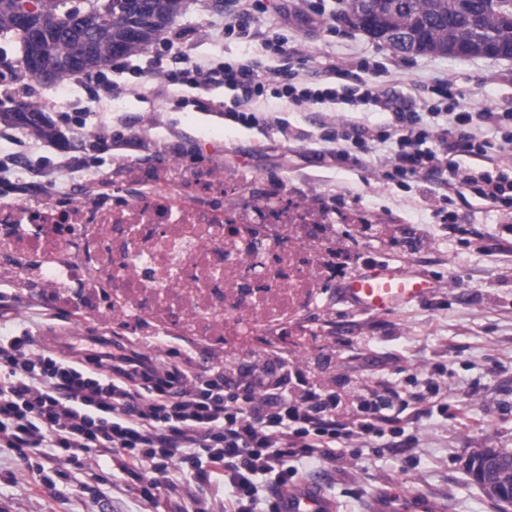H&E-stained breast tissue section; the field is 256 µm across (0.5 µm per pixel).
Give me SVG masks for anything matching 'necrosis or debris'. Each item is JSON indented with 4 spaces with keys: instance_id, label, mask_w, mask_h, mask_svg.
<instances>
[{
    "instance_id": "necrosis-or-debris-1",
    "label": "necrosis or debris",
    "mask_w": 512,
    "mask_h": 512,
    "mask_svg": "<svg viewBox=\"0 0 512 512\" xmlns=\"http://www.w3.org/2000/svg\"><path fill=\"white\" fill-rule=\"evenodd\" d=\"M343 221L321 203L227 197L223 172L203 158L95 172L37 204L7 187L0 256L14 272L4 284L29 282L27 297H56L76 324L157 337L165 358L185 340L219 356L268 342L302 357L329 330L319 297L363 258L360 214Z\"/></svg>"
}]
</instances>
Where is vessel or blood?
Wrapping results in <instances>:
<instances>
[{
    "mask_svg": "<svg viewBox=\"0 0 512 512\" xmlns=\"http://www.w3.org/2000/svg\"><path fill=\"white\" fill-rule=\"evenodd\" d=\"M434 280L426 275L398 272L384 265L374 266L344 282L343 297L357 309L386 314L394 309L427 299L434 291ZM311 512H335L336 504L316 484L303 486L280 499L281 512H299L300 505Z\"/></svg>",
    "mask_w": 512,
    "mask_h": 512,
    "instance_id": "b4317fda",
    "label": "vessel or blood"
}]
</instances>
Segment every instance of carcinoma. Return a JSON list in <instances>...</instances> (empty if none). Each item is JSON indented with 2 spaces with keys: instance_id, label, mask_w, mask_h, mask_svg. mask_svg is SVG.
<instances>
[{
  "instance_id": "obj_1",
  "label": "carcinoma",
  "mask_w": 512,
  "mask_h": 512,
  "mask_svg": "<svg viewBox=\"0 0 512 512\" xmlns=\"http://www.w3.org/2000/svg\"><path fill=\"white\" fill-rule=\"evenodd\" d=\"M22 0H0V34L12 32L16 11ZM395 0H374L379 15L356 17L352 25L365 30L378 25L394 34L414 33L421 37L419 54L445 55L452 47L464 46L472 57L483 51L484 36H492L503 52L512 49V23L500 20L512 11V0H407V7ZM37 13L30 24V40L21 57L26 73L35 76L36 63L44 58L55 64L56 79L73 73L70 62L88 52V43L97 31H105L97 47V67L115 61L112 51L128 57L156 42L169 23L181 12L184 0H112V23L89 0L86 9L63 12L61 0H36ZM0 120L24 128L30 134L55 144L65 143L60 130L40 106L26 107L0 100ZM506 448H485L469 454L467 469L475 468L486 456L506 453Z\"/></svg>"
}]
</instances>
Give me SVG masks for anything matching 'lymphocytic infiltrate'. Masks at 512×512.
<instances>
[{
    "label": "lymphocytic infiltrate",
    "mask_w": 512,
    "mask_h": 512,
    "mask_svg": "<svg viewBox=\"0 0 512 512\" xmlns=\"http://www.w3.org/2000/svg\"><path fill=\"white\" fill-rule=\"evenodd\" d=\"M268 46L281 58L279 67L257 58L202 65L184 54L181 68L165 69L158 59L154 69L196 89L233 90L224 112L246 125L257 123L251 103L267 92L298 107L343 104L388 113L384 125H325L323 140L337 145L333 160L343 165L392 143L386 179L403 189L428 186L443 202L441 223L465 244L470 231L454 200L472 196L512 214V109L467 106L448 79L413 98L382 93L369 82L376 68L365 60L332 65L325 86L314 88L300 81L287 37L275 36ZM476 125L493 138L473 134ZM464 156L480 159V166L461 165ZM447 397L438 364L428 371L426 391L405 399L393 381L341 382L320 365L266 347L252 351L249 365L228 359L200 370L187 355L154 363L119 347L87 363L37 350L28 329L0 336V447L33 470L49 456L60 463L61 479L66 466L103 460L112 479L128 482L151 510L162 477L178 463L198 489L192 512H209L207 495L219 490L224 512H277L273 494L302 485L295 458L341 463L351 448L387 434L399 447H417L402 413L412 404L420 414L434 408L447 414Z\"/></svg>",
    "instance_id": "1"
}]
</instances>
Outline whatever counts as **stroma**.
Wrapping results in <instances>:
<instances>
[{
	"instance_id": "35a3bbf8",
	"label": "stroma",
	"mask_w": 512,
	"mask_h": 512,
	"mask_svg": "<svg viewBox=\"0 0 512 512\" xmlns=\"http://www.w3.org/2000/svg\"><path fill=\"white\" fill-rule=\"evenodd\" d=\"M324 7L320 25L310 34L300 25L284 27L283 0H263L248 39L226 33L238 17L239 0H185L173 26L189 31L184 48L201 64L258 57L266 67H278L280 58L264 52L262 42L281 32L302 57L299 77L308 83L321 81L327 62L345 66L372 57L391 68L387 91L407 96L446 78L463 91L465 104L512 105V60L425 55L410 57L404 65L399 53L345 21L346 0H324ZM160 48L153 43L97 75L83 72L44 83L19 72L12 82L0 83L1 100H38L69 142L63 149L1 123L0 157L12 160L10 182L35 203L48 187H67L129 159L153 165L163 158L204 155L225 175L249 178L255 195L271 185L287 195L317 197L344 208L357 205L373 225H395V240L373 235L364 239L363 252L398 270L428 275L437 286L428 299L386 315L359 311L334 292L324 295L320 308L336 338L331 371L339 378L361 373L389 378L411 392L430 364L442 363L448 368L449 409H467L482 425L465 429L439 413L424 414L406 427L418 435V448L404 452L375 438L343 469L306 459L298 468L335 499L336 512H365L382 491L423 499L445 512H495L468 474L467 460L477 449L512 450V252L490 249L512 235V215L473 198L459 205L475 239L473 247H465L439 224L438 202L426 190L407 192L387 183L386 149L356 164L330 160L328 145L320 139L322 126L349 119L348 106L297 108L267 94L253 104L259 124L245 127L215 108L230 100L231 90L201 93L164 83L151 72L149 60ZM103 79L128 87V94L109 96L100 88ZM281 119L305 131L307 140L285 138L277 125ZM101 126L113 139L98 147L90 132ZM25 327L46 337L45 349L53 353L59 350L56 337L72 333L65 315L41 307L20 289H6L0 298V331ZM144 510L95 462L70 468L66 480L45 485L16 465L10 449L0 448V512Z\"/></svg>"
}]
</instances>
